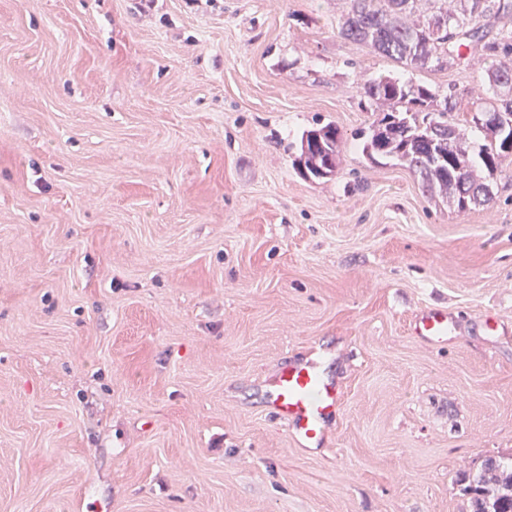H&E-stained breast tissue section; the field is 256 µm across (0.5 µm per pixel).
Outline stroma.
Instances as JSON below:
<instances>
[{
  "mask_svg": "<svg viewBox=\"0 0 512 512\" xmlns=\"http://www.w3.org/2000/svg\"><path fill=\"white\" fill-rule=\"evenodd\" d=\"M349 0H0V512H472L512 456V170L458 211L370 158ZM335 124L334 177L297 170ZM458 332L434 350L417 309ZM312 359L322 447L261 399ZM409 330L411 336H418L433 346H441L453 334L455 322L448 310L425 307L412 314Z\"/></svg>",
  "mask_w": 512,
  "mask_h": 512,
  "instance_id": "stroma-1",
  "label": "stroma"
}]
</instances>
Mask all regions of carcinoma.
<instances>
[{
	"label": "carcinoma",
	"instance_id": "obj_1",
	"mask_svg": "<svg viewBox=\"0 0 512 512\" xmlns=\"http://www.w3.org/2000/svg\"><path fill=\"white\" fill-rule=\"evenodd\" d=\"M512 0H453L435 8L434 0H350L340 35L368 45L377 54L410 69L458 65L476 49L491 61L485 106L472 116L485 134L477 155L465 134L448 122L455 94L440 97L424 83L378 76L363 84L365 108L382 113L364 151L395 158L417 170L426 188H439L460 211L492 199L491 180L512 164V126L483 119L485 114L512 117ZM341 135L336 126L309 130L301 140L299 172L309 179H330L336 172ZM482 169L479 177L476 169ZM473 512H512V460L489 458L467 486Z\"/></svg>",
	"mask_w": 512,
	"mask_h": 512
}]
</instances>
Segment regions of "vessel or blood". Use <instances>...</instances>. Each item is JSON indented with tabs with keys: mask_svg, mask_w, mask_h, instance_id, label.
Wrapping results in <instances>:
<instances>
[{
	"mask_svg": "<svg viewBox=\"0 0 512 512\" xmlns=\"http://www.w3.org/2000/svg\"><path fill=\"white\" fill-rule=\"evenodd\" d=\"M409 330L411 335L439 346L453 334L455 322L447 310L425 307L412 314ZM341 401V388L325 378L314 361L283 366L268 381L266 403L270 412L305 448L323 442L328 420L339 410Z\"/></svg>",
	"mask_w": 512,
	"mask_h": 512,
	"instance_id": "b4317fda",
	"label": "vessel or blood"
}]
</instances>
